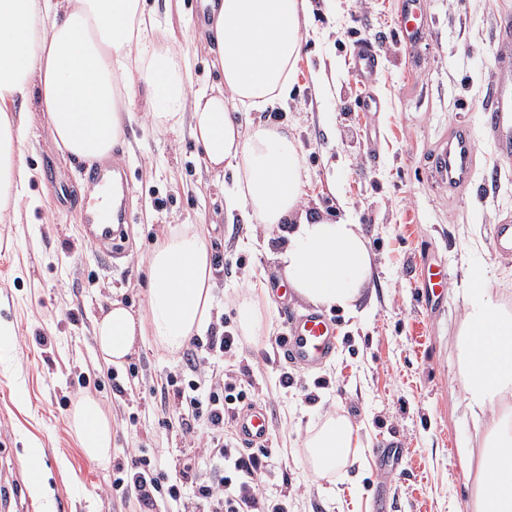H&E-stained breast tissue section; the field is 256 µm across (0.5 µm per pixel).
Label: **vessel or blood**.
I'll use <instances>...</instances> for the list:
<instances>
[{
    "instance_id": "b4317fda",
    "label": "vessel or blood",
    "mask_w": 512,
    "mask_h": 512,
    "mask_svg": "<svg viewBox=\"0 0 512 512\" xmlns=\"http://www.w3.org/2000/svg\"><path fill=\"white\" fill-rule=\"evenodd\" d=\"M421 0H403L399 31L405 43H413L422 34L416 20ZM379 56L375 48L359 46L353 57V72L366 85L372 84L377 72ZM495 96L485 111L484 132L495 144L512 143V62L497 71L493 77ZM430 172L435 182L443 188H467L474 177L477 147L469 128L459 126L432 147ZM85 181L94 188V203L88 213L89 232L98 243V256L104 265H111L113 248L121 240L124 225L121 212L115 211L105 187L103 172H88ZM336 348V327L326 316L308 311L288 316L286 334L280 351L287 363L304 368L317 367L330 358ZM235 425L244 445L258 448L267 445L270 425L264 407L252 404L237 413Z\"/></svg>"
}]
</instances>
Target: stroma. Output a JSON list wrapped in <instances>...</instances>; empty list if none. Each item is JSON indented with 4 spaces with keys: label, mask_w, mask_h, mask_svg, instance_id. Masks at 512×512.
<instances>
[{
    "label": "stroma",
    "mask_w": 512,
    "mask_h": 512,
    "mask_svg": "<svg viewBox=\"0 0 512 512\" xmlns=\"http://www.w3.org/2000/svg\"><path fill=\"white\" fill-rule=\"evenodd\" d=\"M402 0H307L302 52L286 107L251 113L253 124L287 128L299 145L303 209L361 224L373 256L370 282L356 313L330 310L336 350L320 367L286 368L276 353L286 331L284 308L309 310L296 296L281 300L284 277L272 257L275 243L241 219H229L227 174L208 170L190 119L170 128L154 122L135 94L124 138L112 151L128 174L123 256L102 265L83 232L81 203L90 188L87 165L55 146L47 117L32 111L25 155L30 192L42 199L15 224L0 223V320L15 331L0 349V512H40L28 483L33 468L24 449L45 450L52 504L60 512H140L135 495L112 496V469L130 467L146 452L169 470L193 438L176 425L168 377H181L183 356L151 339L119 367L96 354L93 320L118 297L135 312L147 309L142 260L168 227L201 225L217 288L213 324L239 329L236 305L253 300L262 315L254 335H241L231 357L189 341L204 373L226 372L250 386L270 418L271 456L263 476L267 497L288 496V512H473L470 488L480 445L461 384L454 335L464 315V267L512 309V259L491 248L493 225L512 221V155L482 133L481 108L490 98L495 47L512 43L499 19L512 0H424V39L400 44ZM159 45L181 46L196 85L213 84L212 53L199 33L207 23L197 0H147ZM381 55L369 88L352 76L359 41ZM476 136L472 184L451 192L430 178V150L461 122ZM448 269V290L434 304L421 297L422 256ZM293 383L282 387V369ZM95 398L112 422V468L102 469L78 445L69 415L83 397ZM358 426L360 465L316 477L302 443L326 418ZM406 453L398 468H381L377 450L391 436Z\"/></svg>",
    "instance_id": "35a3bbf8"
}]
</instances>
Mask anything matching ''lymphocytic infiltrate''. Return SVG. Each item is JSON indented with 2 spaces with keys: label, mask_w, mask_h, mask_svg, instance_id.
Instances as JSON below:
<instances>
[{
  "label": "lymphocytic infiltrate",
  "mask_w": 512,
  "mask_h": 512,
  "mask_svg": "<svg viewBox=\"0 0 512 512\" xmlns=\"http://www.w3.org/2000/svg\"><path fill=\"white\" fill-rule=\"evenodd\" d=\"M174 395L179 410L205 419L204 447L214 461L212 477H202L188 459L180 463L178 471L168 474L141 456L130 470L113 479V493L136 491L145 512H152L159 498L179 500L184 485L190 484L205 501L206 512H288L285 500L269 502L263 496L260 476L267 467L270 449L250 452L225 440V406L249 401L250 391L232 382L219 390L205 381L192 380L187 389H175Z\"/></svg>",
  "instance_id": "f902f5d3"
}]
</instances>
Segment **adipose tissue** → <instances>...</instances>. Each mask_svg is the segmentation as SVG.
Wrapping results in <instances>:
<instances>
[{"label": "adipose tissue", "mask_w": 512, "mask_h": 512, "mask_svg": "<svg viewBox=\"0 0 512 512\" xmlns=\"http://www.w3.org/2000/svg\"><path fill=\"white\" fill-rule=\"evenodd\" d=\"M306 0H220L208 32L219 91L188 94L184 53L155 42L145 0H0V222L34 207L25 162L26 113L16 101L36 98L63 154L92 163L123 138L128 101L143 88L154 120L178 126L190 115L207 167L230 172L228 212L279 233L274 259L289 287L325 309L353 310L372 275L363 230L350 218L309 217L298 146L287 132L245 133L241 114L288 99L289 75L302 45ZM148 305L136 313L112 301L94 324L102 360L122 365L138 341L151 337L169 355L207 329L215 280L205 234L179 224L147 261ZM456 337L461 383L484 428L474 512H512V412L488 414L512 396V310L471 275ZM85 456L112 463V423L99 402L80 400L71 412ZM304 446L314 471L328 474L357 460L358 433L343 416L326 419Z\"/></svg>", "instance_id": "1"}]
</instances>
